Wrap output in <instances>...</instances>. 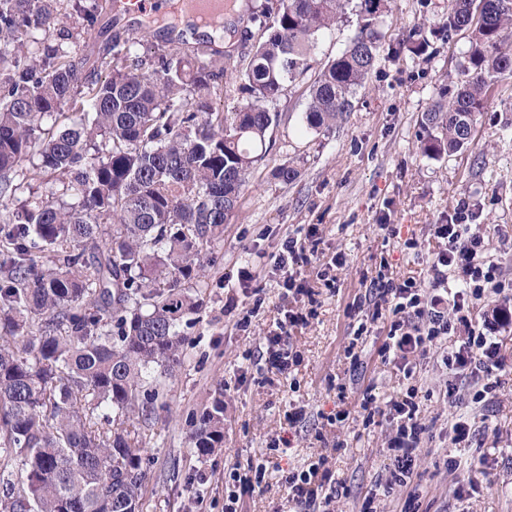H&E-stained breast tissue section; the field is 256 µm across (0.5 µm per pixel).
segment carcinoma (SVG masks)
<instances>
[{
    "label": "carcinoma",
    "mask_w": 512,
    "mask_h": 512,
    "mask_svg": "<svg viewBox=\"0 0 512 512\" xmlns=\"http://www.w3.org/2000/svg\"><path fill=\"white\" fill-rule=\"evenodd\" d=\"M63 5L0 0V512H142L146 438L129 421L155 410L151 370L180 363L181 327L269 154L277 101L350 11L354 34L319 69L305 112L317 134L342 121L378 62L387 0H264L262 36L246 34L236 70L246 103L230 112L214 104L228 69L203 47L128 46L100 58L110 76L99 78L72 51ZM439 30L468 32V46L461 80L422 117L434 157L471 145L512 76V0H449ZM408 41L428 47L421 28ZM190 423L198 455L223 447V389Z\"/></svg>",
    "instance_id": "obj_1"
}]
</instances>
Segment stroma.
<instances>
[{"label":"stroma","instance_id":"stroma-1","mask_svg":"<svg viewBox=\"0 0 512 512\" xmlns=\"http://www.w3.org/2000/svg\"><path fill=\"white\" fill-rule=\"evenodd\" d=\"M99 2L98 24L78 44L79 57L90 64L111 51L113 41L129 38V15L112 17L108 0ZM390 6L380 28L378 64L342 123L327 134L307 130L306 81L287 87L278 101L281 121L272 132V148L252 171L240 207L214 247L204 306L186 329L181 363L159 379L160 397L143 450L148 472L143 512H224L226 462L244 466L266 459L289 470L321 452L342 484L336 512H360L374 489L378 512H400L405 489L382 488L390 426L366 428L357 420L334 427L325 417L341 406L353 409L366 386L387 400L412 383L420 389V417L430 429L418 459L428 512H512V325L497 334L502 366L495 372L496 396L480 409L448 401V372L440 355L421 361L411 379L381 361L378 339L368 338L361 366L351 367L345 357L354 333L345 309L364 293V280L376 275L383 259L395 277L426 278L438 250L433 227L447 223L459 204L468 205L474 223L496 227L492 252L512 273V77L496 84L467 150L442 158L424 154L422 116L439 88L457 80L468 38L463 32L446 39L432 34L428 50L412 54L402 47L409 28L421 25L432 32L446 16L448 0H391ZM288 161L301 170L290 184L274 174ZM383 221L396 225L399 237L381 231ZM302 224L319 225L325 255L340 252L346 262L333 271L335 289L312 280L320 292L316 315L292 338L302 362L282 378L251 358L284 304L279 288L267 283L264 308L244 331L235 329L236 316L225 312L224 303L239 267L251 255L276 253L284 236ZM407 238L416 240V248L404 247ZM219 382L226 407L224 446L201 458L192 447L187 416L207 404ZM340 382L348 388L343 403L336 397ZM292 405L306 411L299 439L295 447L270 450ZM459 414L475 419L472 447H454L448 436V421ZM450 457L467 460V467L449 474ZM472 473L482 488L459 502L452 485Z\"/></svg>","mask_w":512,"mask_h":512}]
</instances>
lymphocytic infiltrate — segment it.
Instances as JSON below:
<instances>
[{"label": "lymphocytic infiltrate", "mask_w": 512, "mask_h": 512, "mask_svg": "<svg viewBox=\"0 0 512 512\" xmlns=\"http://www.w3.org/2000/svg\"><path fill=\"white\" fill-rule=\"evenodd\" d=\"M433 236L440 249L429 266L427 280H399L381 272L371 278L364 294L347 306L346 315L357 328L346 355L351 362H358L359 342L372 335L375 324H383L385 336L379 347L383 361L409 378L421 360L440 353L449 374H480V383L469 393L472 405L478 408L497 388L492 376L500 361L497 342L474 323L472 311L489 295L512 294V275L491 253L493 236L488 225L466 223L460 214L435 225ZM319 243L318 229L310 224L301 235L287 236L280 252L270 258L277 285L298 302L276 321L259 348L267 369L281 375L300 361L290 342L293 330L306 327L314 315L316 292L304 271ZM451 337L456 340L454 347L444 348V341ZM418 393V387L412 386L403 397L385 401L367 388L361 391L355 411L340 409L329 417L330 422L339 424L353 414L366 426L379 417L391 422L387 443L392 460L390 481L409 490L401 512H420V495L413 485L427 428L419 417ZM282 481L290 512H335L339 489L327 455L288 471Z\"/></svg>", "instance_id": "lymphocytic-infiltrate-1"}]
</instances>
